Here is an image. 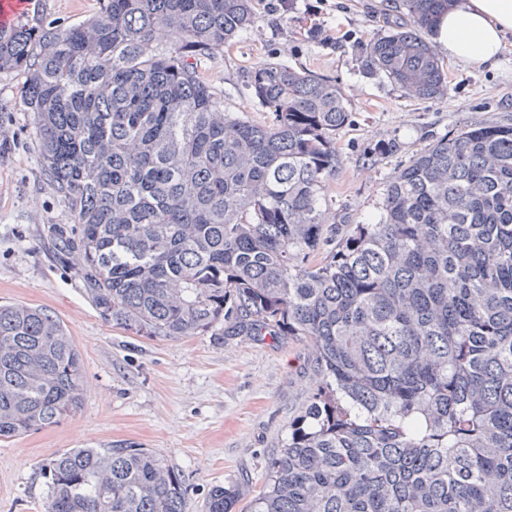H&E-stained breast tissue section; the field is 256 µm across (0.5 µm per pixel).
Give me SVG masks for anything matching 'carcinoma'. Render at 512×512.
I'll return each instance as SVG.
<instances>
[{
    "label": "carcinoma",
    "instance_id": "carcinoma-1",
    "mask_svg": "<svg viewBox=\"0 0 512 512\" xmlns=\"http://www.w3.org/2000/svg\"><path fill=\"white\" fill-rule=\"evenodd\" d=\"M253 2L101 0L67 29H0V71L27 73L41 165L72 216L57 255L139 336L310 348L314 401L250 512H512V124L473 120L416 155L338 249L321 209L351 117L336 80L257 63V120L224 111L198 70L256 23ZM452 2L402 0L403 21L364 43L370 68L439 98L426 33ZM83 382L57 317L0 304V440L75 412ZM44 471L45 512H190L146 448H72ZM236 504L218 486L207 512Z\"/></svg>",
    "mask_w": 512,
    "mask_h": 512
}]
</instances>
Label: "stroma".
<instances>
[{"label": "stroma", "mask_w": 512, "mask_h": 512, "mask_svg": "<svg viewBox=\"0 0 512 512\" xmlns=\"http://www.w3.org/2000/svg\"><path fill=\"white\" fill-rule=\"evenodd\" d=\"M401 0H293L291 12L255 0L258 22L230 51L201 64L230 112L255 115L246 86L254 64L278 61L332 76L351 118L336 136L340 163L321 207L340 234L372 224L395 171L440 137L472 121L512 123V31L498 64L474 70L445 57L443 98L420 100L367 71L361 48ZM100 0H32L18 22L58 28L82 22ZM24 72L0 73V303L53 312L84 364L81 407L59 423L0 440V512H43L50 495L41 466L55 454L112 442L160 454L182 477L191 512L210 490L230 486L239 507L262 488L266 462L288 439L317 388L315 360L293 336L141 337L106 321L85 297L73 262L50 234L70 212L38 159L20 97ZM388 142L390 150L377 151Z\"/></svg>", "instance_id": "35a3bbf8"}]
</instances>
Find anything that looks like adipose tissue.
<instances>
[{"instance_id": "adipose-tissue-1", "label": "adipose tissue", "mask_w": 512, "mask_h": 512, "mask_svg": "<svg viewBox=\"0 0 512 512\" xmlns=\"http://www.w3.org/2000/svg\"><path fill=\"white\" fill-rule=\"evenodd\" d=\"M512 31V0H457L434 29V40L466 66L498 63L504 33Z\"/></svg>"}]
</instances>
